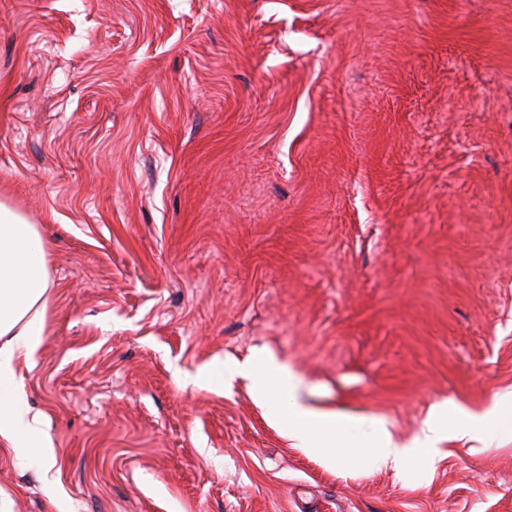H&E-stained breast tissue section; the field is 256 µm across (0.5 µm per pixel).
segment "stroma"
<instances>
[{
  "mask_svg": "<svg viewBox=\"0 0 512 512\" xmlns=\"http://www.w3.org/2000/svg\"><path fill=\"white\" fill-rule=\"evenodd\" d=\"M0 200L52 283L7 512H512V433L331 465L207 375L403 442L512 389V0H0Z\"/></svg>",
  "mask_w": 512,
  "mask_h": 512,
  "instance_id": "1",
  "label": "stroma"
}]
</instances>
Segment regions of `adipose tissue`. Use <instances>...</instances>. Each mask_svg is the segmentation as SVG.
Segmentation results:
<instances>
[{
  "label": "adipose tissue",
  "instance_id": "1",
  "mask_svg": "<svg viewBox=\"0 0 512 512\" xmlns=\"http://www.w3.org/2000/svg\"><path fill=\"white\" fill-rule=\"evenodd\" d=\"M49 288L47 243L39 228L0 202V439L14 448L50 445L17 379L34 365L42 344Z\"/></svg>",
  "mask_w": 512,
  "mask_h": 512
}]
</instances>
